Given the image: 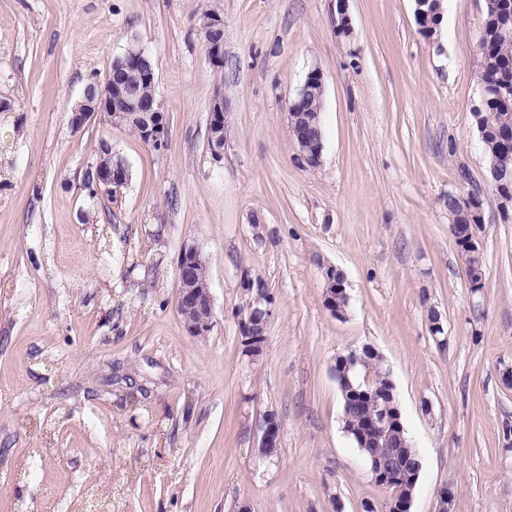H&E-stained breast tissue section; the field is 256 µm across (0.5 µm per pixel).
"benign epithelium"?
Segmentation results:
<instances>
[{"mask_svg":"<svg viewBox=\"0 0 512 512\" xmlns=\"http://www.w3.org/2000/svg\"><path fill=\"white\" fill-rule=\"evenodd\" d=\"M206 37L205 54L209 64L215 70L224 67V18L217 14L209 15L204 26ZM120 72L105 85L89 83L83 91L81 100L71 110L69 123L75 130L84 127L96 117H101L111 124L122 123L130 112H146L148 117L141 129V136L156 146H162L165 116L163 106L157 96H152L143 104L137 98L135 88L142 83H155V73L142 64V52L126 51L117 58ZM324 94L322 73L319 69L311 70L299 92L302 98L319 97ZM228 104L224 92L217 87L213 91L209 107L208 138L213 146L214 161L219 162L224 148L218 146L222 140L227 124ZM313 129L317 135L302 137L297 142L302 158L314 167L321 163L323 140L320 134L321 111H315L312 118ZM504 148L489 159L490 183L499 199L502 213L512 214V131L502 139ZM97 186L106 191L120 190L126 181L125 167L119 163L102 165L98 162L90 165ZM448 216L453 224H468L471 235L466 242L469 252L481 250L479 232L483 225L482 206L474 207L461 201L448 208ZM201 262V253L194 245L183 247L178 261L177 305L196 307L204 312V319L187 324L188 331L195 336H205L211 329L214 316V297L210 282L193 277V266ZM326 308L335 317L342 318L346 310L336 307V296L347 295L346 279L336 280L324 277ZM243 286L251 290V305L248 318L240 319L245 328L246 352L251 358L261 355L266 342V329L273 315L274 299L270 292L254 287L253 281L246 279ZM400 409L395 393H390V401L370 417L362 428L360 448L369 464L375 483L386 489L404 481L409 475L408 464L411 456L405 451L407 444L394 438L392 426L399 421ZM281 423L275 412L265 414L257 448L262 455H267L271 448L280 447Z\"/></svg>","mask_w":512,"mask_h":512,"instance_id":"7a95c632","label":"benign epithelium"}]
</instances>
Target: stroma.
<instances>
[{"label":"stroma","instance_id":"1","mask_svg":"<svg viewBox=\"0 0 512 512\" xmlns=\"http://www.w3.org/2000/svg\"><path fill=\"white\" fill-rule=\"evenodd\" d=\"M346 6L352 30L337 31ZM0 0V512H363L387 492L343 429L333 366L370 348L390 373L422 469L411 512H512V217L472 114L484 0ZM224 19L209 65L205 15ZM152 57L168 140L154 148L68 113L114 58ZM325 95L320 167L288 106ZM229 108L208 148L215 87ZM130 181L89 197L101 141ZM479 192L484 286L472 291L449 195ZM195 245L214 318L188 332L177 261ZM347 282L325 308L323 270ZM275 300L263 353L241 342L243 276ZM444 332L432 335L428 312ZM127 406H119V397ZM277 457L257 450L266 412ZM323 94L324 83L322 74L319 69H312L308 73L304 85L298 95L301 98L313 97V99L306 102L304 107L310 110H315V115L312 118V122L314 124L313 129L316 131L317 135L315 137H301L299 142H297L302 158L309 166L312 167L318 166L321 163L322 158L323 140L319 126L321 124V111H316V109L320 104L317 97L323 96Z\"/></svg>","mask_w":512,"mask_h":512}]
</instances>
